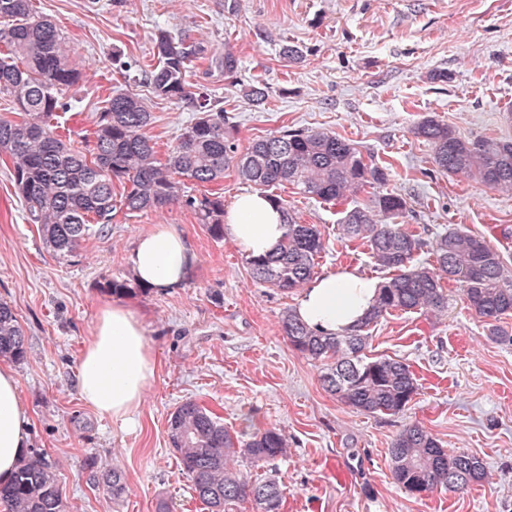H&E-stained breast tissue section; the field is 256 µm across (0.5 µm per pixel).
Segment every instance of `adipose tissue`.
I'll list each match as a JSON object with an SVG mask.
<instances>
[{
	"label": "adipose tissue",
	"instance_id": "obj_1",
	"mask_svg": "<svg viewBox=\"0 0 512 512\" xmlns=\"http://www.w3.org/2000/svg\"><path fill=\"white\" fill-rule=\"evenodd\" d=\"M286 226L281 213L260 193H243L224 215V234L248 256L275 252ZM190 241L168 224L138 236L125 260L138 281L155 288L180 284L192 261ZM380 282L343 268L316 278L296 307L309 326L333 336L355 324L373 304ZM156 372V360L140 313L124 304L100 309L78 365L77 387L84 403L104 416L128 420ZM28 413L14 370L0 366V478L20 464L27 446Z\"/></svg>",
	"mask_w": 512,
	"mask_h": 512
}]
</instances>
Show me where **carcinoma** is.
Masks as SVG:
<instances>
[{
  "label": "carcinoma",
  "mask_w": 512,
  "mask_h": 512,
  "mask_svg": "<svg viewBox=\"0 0 512 512\" xmlns=\"http://www.w3.org/2000/svg\"><path fill=\"white\" fill-rule=\"evenodd\" d=\"M0 96L9 99L15 117L0 116V155L8 161L30 223L55 256L66 260L83 242L102 235L116 208L127 213L159 211L174 203L193 208L208 233L224 237V197L215 190L197 199L184 195L180 178L221 186L224 172L261 191L284 217L288 231L279 251L245 257L252 279L284 293L303 287L325 249L321 232L301 224L288 201L270 189L291 186L325 203L343 207L340 235L360 241L379 268L391 273L375 303L349 332L325 336L292 310L281 327L292 347L326 363L325 389L344 405L366 414L404 412L418 390L411 366L390 357L366 356L368 330L396 312L438 315L448 309L442 282H453L475 313L491 324L489 333L508 338L496 322L512 316V274L500 252L483 237L448 228L427 244L396 222L407 200L386 188L387 168L349 139L322 129H284L253 139L241 150L231 137L230 117L219 102L190 90L189 65L205 60L232 78L238 59L205 49L168 30H158L154 56L158 64L145 73L153 92L192 113L175 145L165 155L155 149L152 112L136 93L115 91L98 113L91 143L79 147L64 139L56 119L77 105L63 101L62 91L81 79L71 62L68 38L52 19L33 12L30 0H0ZM240 94L260 105L266 99L259 82ZM411 133L428 142L437 168L461 174L489 188L512 190V139H464L426 117ZM120 185V200L114 199ZM433 264L415 263L425 246ZM26 356L25 334L12 307L0 302V357ZM167 436L195 496L209 512H224L229 502L251 500L259 512H280L284 487L274 479L255 480L238 460L273 461L288 454V437L275 427L249 424L236 433L196 400L170 413ZM394 481L412 493L438 487L464 491L486 477L482 460L450 454L424 426H406L388 449ZM112 497L126 489L121 472L103 478ZM0 503L8 512H67L56 466L44 452L22 459L16 472L0 481Z\"/></svg>",
  "instance_id": "cac0c4a2"
}]
</instances>
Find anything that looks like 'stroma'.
<instances>
[{
  "mask_svg": "<svg viewBox=\"0 0 512 512\" xmlns=\"http://www.w3.org/2000/svg\"><path fill=\"white\" fill-rule=\"evenodd\" d=\"M68 36L81 80L65 99L79 102L70 121L74 140L93 126L103 100L130 90L154 117L151 134L166 153L189 112L140 83L153 68L157 28L231 51L235 80L206 64L187 72L192 89L222 102L239 147L282 127L324 129L373 152L387 167L388 187L408 203L403 224L422 240L458 228L490 241L512 267V193L439 171L412 127L432 116L462 137L512 138V0H31ZM299 47L291 62L282 45ZM131 63L112 64L113 54ZM447 73L444 81L432 79ZM262 80L265 102L239 92ZM300 223L317 225L326 248L315 274L340 267L385 280L365 246L341 240L337 206L282 190ZM173 224L191 241L195 264L166 290L138 284L125 263L137 236ZM130 294L113 298L104 279ZM300 291L256 284L244 254L211 237L194 209L117 211L103 236L74 257L55 259L0 162V300L24 329L27 354L14 363L30 415L28 451L54 460L68 512H207L194 497L167 442V419L192 398L238 431L246 416L280 429L287 457L250 465L254 477H275L286 494L280 512H512V318L501 320L509 341L487 326L456 290L444 315L396 312L369 330V353L405 360L418 390L404 413L364 414L325 391L320 362L296 351L279 317ZM138 310L156 359V373L132 424L87 406L77 389L80 354L99 308L112 301ZM430 430L443 448L482 459L489 479L464 492L439 488L412 494L397 485L387 450L406 425ZM119 469L122 497L97 486L94 472Z\"/></svg>",
  "mask_w": 512,
  "mask_h": 512,
  "instance_id": "stroma-1",
  "label": "stroma"
}]
</instances>
